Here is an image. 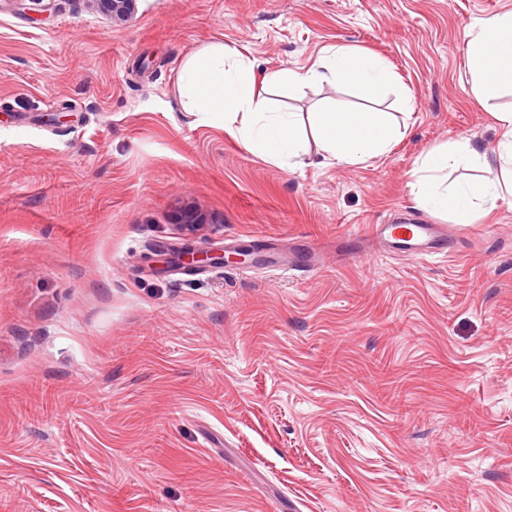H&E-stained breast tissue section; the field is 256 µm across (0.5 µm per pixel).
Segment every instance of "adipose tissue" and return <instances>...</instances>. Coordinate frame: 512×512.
Masks as SVG:
<instances>
[{
    "instance_id": "ef3b65f1",
    "label": "adipose tissue",
    "mask_w": 512,
    "mask_h": 512,
    "mask_svg": "<svg viewBox=\"0 0 512 512\" xmlns=\"http://www.w3.org/2000/svg\"><path fill=\"white\" fill-rule=\"evenodd\" d=\"M465 54L478 101L488 102L503 86H512V13L490 15L470 26ZM323 84L362 87L372 97L383 98L393 89L395 76L383 60L339 46L309 68L280 69L265 80L269 89ZM179 94L185 111L197 121L224 126L248 149L290 170L304 166L313 147L322 158L361 164L386 154L402 135L385 112L324 109L303 120L294 112L273 111L256 89L250 59L220 44L205 47L185 62ZM496 120L503 131L496 165L484 164L467 139L433 148L418 162L414 174L419 207L469 224L478 212H490L498 202L512 198V109L497 112ZM461 162L480 164L481 181L449 184L448 166Z\"/></svg>"
}]
</instances>
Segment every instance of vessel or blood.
<instances>
[{"mask_svg": "<svg viewBox=\"0 0 512 512\" xmlns=\"http://www.w3.org/2000/svg\"><path fill=\"white\" fill-rule=\"evenodd\" d=\"M447 248L448 236L438 225L417 222L372 224L364 231L352 228L336 239V255L343 260L395 251L423 257Z\"/></svg>", "mask_w": 512, "mask_h": 512, "instance_id": "b4317fda", "label": "vessel or blood"}]
</instances>
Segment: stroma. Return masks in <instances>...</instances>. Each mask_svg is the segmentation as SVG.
<instances>
[{
  "mask_svg": "<svg viewBox=\"0 0 512 512\" xmlns=\"http://www.w3.org/2000/svg\"><path fill=\"white\" fill-rule=\"evenodd\" d=\"M137 5L115 26L89 0H0V512H512V204L449 224L412 188L453 140L495 161L512 92L477 103L465 31L512 0ZM215 43L259 77L377 55L384 100L270 99L406 133L279 168L184 111L180 69ZM401 208L447 224L446 256L337 263L338 235ZM188 241L252 254L187 269Z\"/></svg>",
  "mask_w": 512,
  "mask_h": 512,
  "instance_id": "1",
  "label": "stroma"
}]
</instances>
